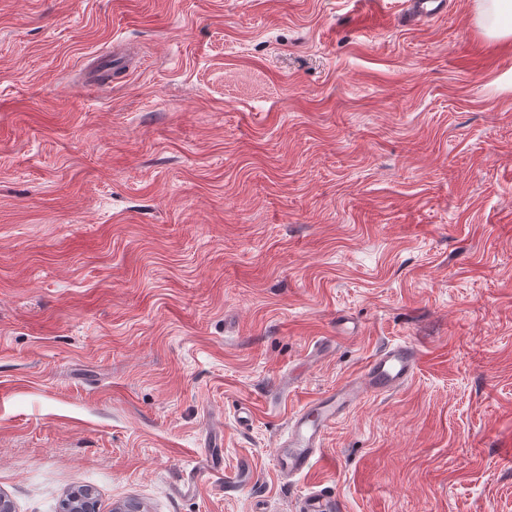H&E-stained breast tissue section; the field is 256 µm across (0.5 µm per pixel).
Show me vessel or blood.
<instances>
[{
  "mask_svg": "<svg viewBox=\"0 0 512 512\" xmlns=\"http://www.w3.org/2000/svg\"><path fill=\"white\" fill-rule=\"evenodd\" d=\"M421 361L419 350L397 344L380 350L360 374L332 391L306 401L292 419L287 439L277 454L283 475L306 473L317 456L322 455V440L336 420L365 396L396 389L416 374Z\"/></svg>",
  "mask_w": 512,
  "mask_h": 512,
  "instance_id": "1",
  "label": "vessel or blood"
}]
</instances>
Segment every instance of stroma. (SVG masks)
<instances>
[{
	"label": "stroma",
	"instance_id": "1",
	"mask_svg": "<svg viewBox=\"0 0 512 512\" xmlns=\"http://www.w3.org/2000/svg\"><path fill=\"white\" fill-rule=\"evenodd\" d=\"M446 2L0 0L15 512H512V38ZM398 343L413 379L283 476ZM412 345L397 344L380 350L360 374L306 401L291 419L288 438L279 445L280 472L288 477L304 474L323 453L322 440L336 420L369 394L396 389L416 374L421 361Z\"/></svg>",
	"mask_w": 512,
	"mask_h": 512
}]
</instances>
